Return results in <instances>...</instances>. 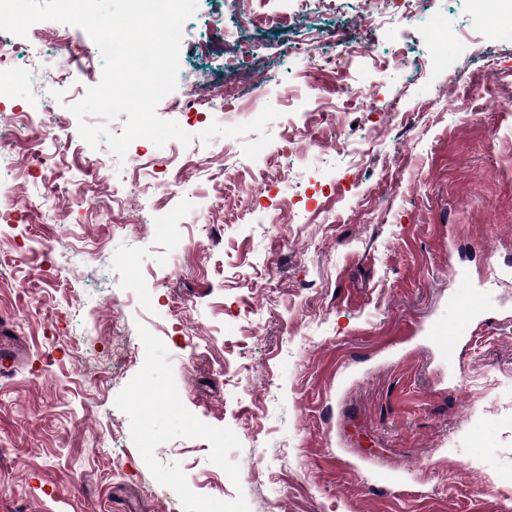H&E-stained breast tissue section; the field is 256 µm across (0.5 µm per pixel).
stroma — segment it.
Wrapping results in <instances>:
<instances>
[{"label": "stroma", "mask_w": 512, "mask_h": 512, "mask_svg": "<svg viewBox=\"0 0 512 512\" xmlns=\"http://www.w3.org/2000/svg\"><path fill=\"white\" fill-rule=\"evenodd\" d=\"M250 10L244 24L224 0H198L173 95L263 55L279 116L257 159L242 153L254 134L204 144L196 114L159 103L208 168L144 192L131 156L163 162L180 142L139 139L121 161L77 140L56 178L92 190L99 217L47 197L31 163L53 148L41 123L0 159L22 218L0 223V320L31 352L0 379V512H512L499 480L512 472V111L498 108L512 102V12L414 0L367 25L364 0ZM67 31L66 47L29 44L0 75L25 111L49 88L59 109L84 97L89 48ZM220 35L229 57L200 54ZM345 45L343 74L319 67L316 53ZM348 88L379 111L345 106ZM312 96L324 118L305 115ZM299 130L307 147L289 150ZM255 164L274 184L248 194ZM471 288L494 297L493 319L448 363L426 331ZM385 472L396 487H379Z\"/></svg>", "instance_id": "35a3bbf8"}]
</instances>
